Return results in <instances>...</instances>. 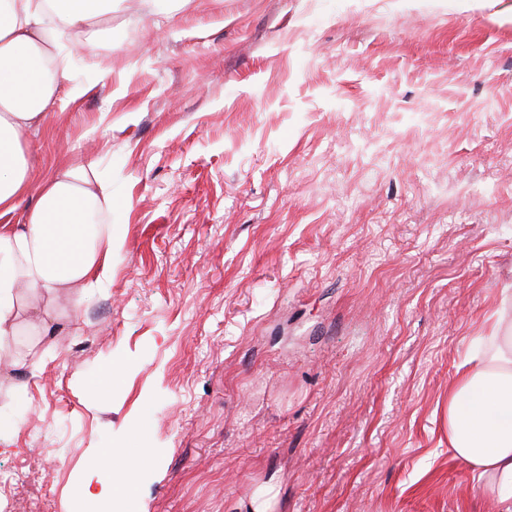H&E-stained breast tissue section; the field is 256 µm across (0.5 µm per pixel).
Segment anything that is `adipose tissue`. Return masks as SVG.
I'll return each mask as SVG.
<instances>
[{"label": "adipose tissue", "instance_id": "1", "mask_svg": "<svg viewBox=\"0 0 512 512\" xmlns=\"http://www.w3.org/2000/svg\"><path fill=\"white\" fill-rule=\"evenodd\" d=\"M124 0H0V354L20 326L53 335L57 301L87 295L112 279L121 246L110 221L112 187L85 169L64 166L39 189L29 182L25 134L40 127L59 97L83 96L84 82H66L62 59L94 44ZM35 202L22 207L26 195ZM471 352L469 370L448 391V446L478 474L498 512H512V318L501 315Z\"/></svg>", "mask_w": 512, "mask_h": 512}]
</instances>
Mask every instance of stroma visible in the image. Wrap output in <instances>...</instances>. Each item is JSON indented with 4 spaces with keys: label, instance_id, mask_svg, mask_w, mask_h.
I'll list each match as a JSON object with an SVG mask.
<instances>
[{
    "label": "stroma",
    "instance_id": "1",
    "mask_svg": "<svg viewBox=\"0 0 512 512\" xmlns=\"http://www.w3.org/2000/svg\"><path fill=\"white\" fill-rule=\"evenodd\" d=\"M169 2L27 136L33 183L110 179L123 245L0 367V512H471L448 389L512 291V0ZM92 475L127 491L88 510Z\"/></svg>",
    "mask_w": 512,
    "mask_h": 512
}]
</instances>
